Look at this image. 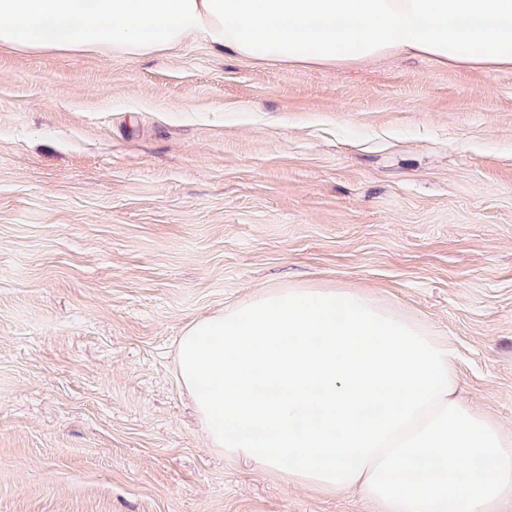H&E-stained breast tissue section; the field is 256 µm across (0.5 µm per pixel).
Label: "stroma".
Listing matches in <instances>:
<instances>
[{
  "instance_id": "obj_1",
  "label": "stroma",
  "mask_w": 512,
  "mask_h": 512,
  "mask_svg": "<svg viewBox=\"0 0 512 512\" xmlns=\"http://www.w3.org/2000/svg\"><path fill=\"white\" fill-rule=\"evenodd\" d=\"M363 289L512 430V71L0 51V512H374L207 445L194 320Z\"/></svg>"
}]
</instances>
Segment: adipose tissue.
<instances>
[{"mask_svg":"<svg viewBox=\"0 0 512 512\" xmlns=\"http://www.w3.org/2000/svg\"><path fill=\"white\" fill-rule=\"evenodd\" d=\"M193 36L223 56L307 68L402 53L512 69V0H0V48L21 54L146 57Z\"/></svg>","mask_w":512,"mask_h":512,"instance_id":"adipose-tissue-1","label":"adipose tissue"}]
</instances>
